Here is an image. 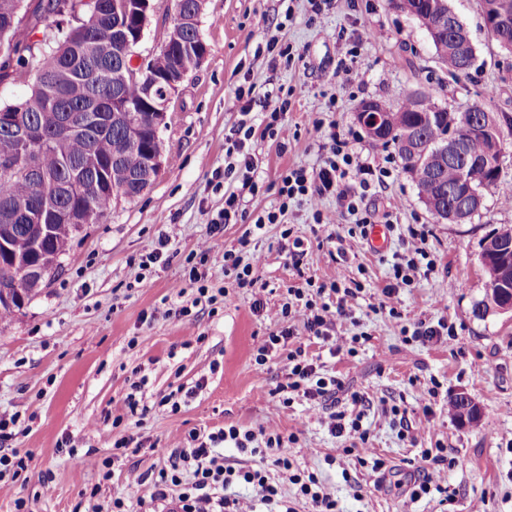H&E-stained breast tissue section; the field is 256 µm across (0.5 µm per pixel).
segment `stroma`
I'll use <instances>...</instances> for the list:
<instances>
[{
    "mask_svg": "<svg viewBox=\"0 0 512 512\" xmlns=\"http://www.w3.org/2000/svg\"><path fill=\"white\" fill-rule=\"evenodd\" d=\"M448 4L469 30L475 55L471 69L455 76L396 0H327L318 15L309 0H207L199 29L209 53L180 85L163 134L171 165L138 198L118 199L102 223L85 225L58 272L0 330V416L17 417L24 427L5 446L30 458L26 482H0V512H15L21 497L33 499L35 512H75L95 484L101 487V507L117 496L137 500L145 489L136 476L167 465L189 430L230 423L296 432L299 441L290 445V457L335 489L341 512H471L481 498L487 512H512V315L472 314L487 288L482 246L488 236L512 228V200L489 191L471 221L435 223L393 146L370 141L356 119L364 100L394 105L414 91L452 112L484 103L503 118L500 177L512 184V51L487 34L481 0ZM274 34L280 46L290 47L291 59L267 52ZM343 62L361 74V85L340 82L336 71ZM249 86L259 95L278 88L291 92L284 122L293 133L283 145L274 139L257 143L264 190L249 200V211L277 205L279 176L287 168L315 169L326 157L329 139L311 129L316 103L326 106L324 122L335 123L359 158L389 171L385 187L365 200L375 223L392 225L383 253L370 251L357 236L337 240L314 232L305 201L290 206L284 217L294 235L311 242L300 269L292 268L282 247L281 226L269 225L255 240L264 256L257 275L268 288L271 308L301 276L318 284L331 281L340 252H347L352 275L365 291L356 324H344L340 334L364 332L369 339L352 356L323 353L316 343L309 351L320 355L327 374L364 394L363 426L390 466L383 478L360 467L355 456L337 455L340 439L308 401L274 408L269 393L284 380L285 368L271 363L260 371L253 364L257 339L274 325L254 314L251 295L225 278L222 254L210 255L204 270L209 287L228 291L223 309L193 306L196 288L183 278L186 257L208 237L211 220L224 208L227 139L241 118L236 91ZM167 224L177 227L171 260L145 265ZM422 225L434 271L400 290V319L372 312L403 251V238ZM175 301L192 305L191 316L166 315L167 304ZM148 312L153 320H145ZM442 317L455 326V341L409 342L400 332L401 326ZM197 334L204 342L183 348L186 337ZM142 377L147 393L156 397L180 384L194 386L202 377L207 385L179 413L157 407L141 427H113V419L126 414L132 382ZM431 387L437 395L428 424L417 436L401 434L383 404L415 408ZM461 393L481 407L478 426L449 418L448 403ZM67 435L80 440V448L60 449ZM126 435L139 442L138 451L116 461L112 479L100 482L85 460L86 448L108 459L113 441ZM438 442L459 461L448 471L450 499L435 493L410 500L407 484L421 464L420 451ZM329 454L334 464L326 463Z\"/></svg>",
    "mask_w": 512,
    "mask_h": 512,
    "instance_id": "35a3bbf8",
    "label": "stroma"
}]
</instances>
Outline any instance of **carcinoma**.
<instances>
[{
    "label": "carcinoma",
    "mask_w": 512,
    "mask_h": 512,
    "mask_svg": "<svg viewBox=\"0 0 512 512\" xmlns=\"http://www.w3.org/2000/svg\"><path fill=\"white\" fill-rule=\"evenodd\" d=\"M103 2L105 8L93 14L83 0H0V85L29 83L25 98L0 105V111L21 113L23 126L32 133L31 141L24 142L0 130V225L11 228L10 253L0 254V280L15 282L28 300L35 291L28 287L24 265L69 252L76 232L65 218L100 224L115 200L137 197L149 176L143 163L154 136L153 106L163 91L149 98L140 84L123 78L127 60L122 45L133 34V13L112 10L114 0ZM60 5L83 19V39L70 40L64 33L33 41L37 30L57 25ZM398 7L427 29L448 12V0H399ZM160 38L161 45L178 53L182 68L196 69L197 36L180 17L163 28ZM431 42L448 72L461 73L472 65L474 48L463 45L448 24ZM376 105L386 116L389 139L382 145L395 147L406 172L435 160V175L417 179L416 186L437 220L447 219L448 209L462 203L463 194L482 195L504 186L501 151H492V139H501L496 115H491L490 135L469 123L484 104L450 112L414 91L395 108L382 100ZM451 128L464 156L480 165V178L470 186L460 185L461 162L438 160ZM33 224H54L56 233L38 244ZM490 239L481 252L489 288L473 310L478 318L512 302V282L501 283L496 276L500 265L512 259V236L497 232Z\"/></svg>",
    "instance_id": "cac0c4a2"
}]
</instances>
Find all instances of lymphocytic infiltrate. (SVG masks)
<instances>
[{"mask_svg": "<svg viewBox=\"0 0 512 512\" xmlns=\"http://www.w3.org/2000/svg\"><path fill=\"white\" fill-rule=\"evenodd\" d=\"M290 104L289 97L267 94L260 99L248 96L240 106L241 119L226 150L229 162L224 168L225 178L239 182L240 187L225 192L224 210L213 219L212 225L217 228L244 222L248 228L236 246L227 250L222 249L216 238L201 241L192 253L195 263L188 270V279L196 285L199 297L205 298L208 304H217L226 292L221 289L210 293L201 268L211 253L222 252L225 275L232 277L237 287L250 290L254 313L265 314L277 326L276 331L257 340L254 346L256 366L262 368L277 359L288 368L286 382L271 392L274 406L285 409L298 398L318 402L324 410L322 421L329 432L338 438H349V451L357 453L361 461L370 462L372 472L382 475L388 469L387 462L370 448L361 415L348 414L338 407V394L343 389L341 380L323 373L318 356L310 354L304 342L296 340L293 326L294 320H302L309 339L327 347L329 354L340 352L345 341L336 329L353 319L362 284L343 265L330 283L315 288L288 287L279 306L268 309L256 276L263 256L251 244L253 238L264 234L267 225H281L290 204L303 197L312 209L314 224L320 228L346 224L351 233L366 235L371 216L364 201L371 187L383 182L387 172L360 160L339 133L327 132L330 154L322 164L313 170L288 168L280 176L278 207L248 214L243 205L245 195H258L264 187L260 179L262 160L254 144L272 137L288 140L290 131L283 116ZM256 108L261 110V118L253 117ZM330 194L336 196L337 208L322 209L321 199ZM409 235V240L403 243L402 260L393 265V280L382 288L378 304L379 311L388 312L395 319L400 316L395 306L400 288L434 269L433 263L419 261L425 231L413 229ZM297 439L296 433H283L273 425L256 430L236 424L208 432L192 430L185 446L173 452L169 465L137 476L136 482L145 487L150 504L169 500L174 502L176 512H297L283 495L280 484L271 477L270 472L275 469L287 473L297 497L310 506L311 512H338L333 488L316 474L299 469L288 457L286 448ZM227 448L235 451V462H226L223 451ZM421 460L419 476L410 488L411 498L418 500L434 492L447 493L448 470L457 466V459L449 457L446 448L439 444L422 449ZM242 486L252 487L253 496H240L238 489Z\"/></svg>", "mask_w": 512, "mask_h": 512, "instance_id": "f902f5d3", "label": "lymphocytic infiltrate"}]
</instances>
